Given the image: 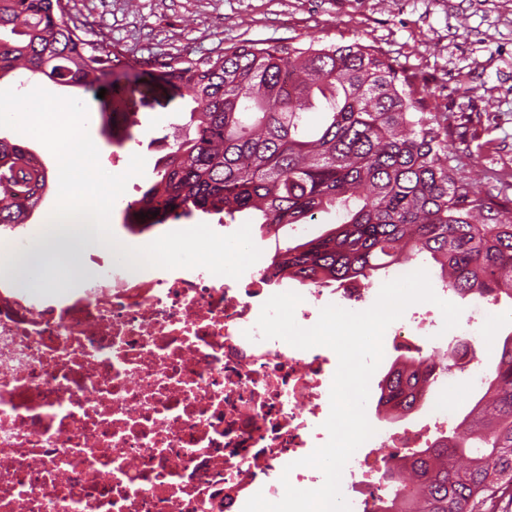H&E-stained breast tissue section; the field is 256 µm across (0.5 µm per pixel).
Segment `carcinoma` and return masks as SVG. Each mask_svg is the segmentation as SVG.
I'll list each match as a JSON object with an SVG mask.
<instances>
[{
    "label": "carcinoma",
    "instance_id": "1",
    "mask_svg": "<svg viewBox=\"0 0 512 512\" xmlns=\"http://www.w3.org/2000/svg\"><path fill=\"white\" fill-rule=\"evenodd\" d=\"M70 0H0V80L40 78L95 94L134 75L121 53L69 23ZM157 77L196 104L155 164V180L127 204L131 231L196 214L246 217L275 249L265 281L314 288L369 280L428 256L442 287L463 298L512 300V201L459 176L447 119L427 111L426 89L361 45L242 40L223 53L155 61ZM323 109L317 126L307 113ZM50 188L25 144L0 135V226L25 224ZM342 212L295 246L279 231ZM145 218H140V215ZM431 356L396 358L377 408L410 415L437 376ZM485 393L452 434L394 459L382 512H483L512 492V333L485 376Z\"/></svg>",
    "mask_w": 512,
    "mask_h": 512
}]
</instances>
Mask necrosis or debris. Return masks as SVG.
Returning <instances> with one entry per match:
<instances>
[{
    "instance_id": "necrosis-or-debris-1",
    "label": "necrosis or debris",
    "mask_w": 512,
    "mask_h": 512,
    "mask_svg": "<svg viewBox=\"0 0 512 512\" xmlns=\"http://www.w3.org/2000/svg\"><path fill=\"white\" fill-rule=\"evenodd\" d=\"M255 272L130 270L89 243L38 288L0 274V512H243L324 476L332 354L262 338ZM433 311L387 329L419 349ZM379 429L343 470L351 512H378L388 457L447 429Z\"/></svg>"
}]
</instances>
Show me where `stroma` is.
<instances>
[{
	"label": "stroma",
	"mask_w": 512,
	"mask_h": 512,
	"mask_svg": "<svg viewBox=\"0 0 512 512\" xmlns=\"http://www.w3.org/2000/svg\"><path fill=\"white\" fill-rule=\"evenodd\" d=\"M76 14L92 25V40L116 45L135 67L133 83L107 90L113 114L88 115V130L101 167L123 173L132 155L145 159L143 175L129 179L124 199L111 214L121 231L128 202L153 181L156 160L166 153L170 123L193 103L185 91L161 83L152 59L196 58L224 51L242 39L298 46L360 43L378 50L398 70L426 87L430 111L447 116L452 127L448 150L460 176L477 179L484 192L512 200V0H74ZM473 95H464L467 87ZM337 213L285 227L279 240L258 225L251 238L264 268L275 244L293 245L338 223ZM462 309V323L445 334L429 330L420 341L425 354L442 355L460 340H472L476 358L465 370H451L436 384L415 418L438 411L456 425L476 394L470 381L498 359L504 336L512 333V303L492 304L448 292Z\"/></svg>",
	"instance_id": "obj_1"
}]
</instances>
